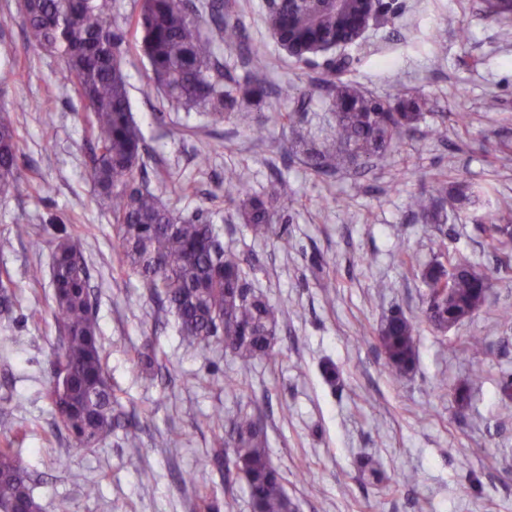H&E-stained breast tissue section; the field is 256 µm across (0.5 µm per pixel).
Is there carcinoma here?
<instances>
[{
    "label": "carcinoma",
    "instance_id": "1",
    "mask_svg": "<svg viewBox=\"0 0 512 512\" xmlns=\"http://www.w3.org/2000/svg\"><path fill=\"white\" fill-rule=\"evenodd\" d=\"M482 17L506 23L512 18V0H483ZM119 0H17L26 43L57 57L56 81L72 87L85 106L90 143L89 166L95 189L112 212L114 248L120 262L138 275L146 288L174 311L179 331L190 344L214 343L240 367L274 356L276 308L248 282L246 259L224 247L213 213L198 208L186 213L164 203L139 183L152 156L142 130L133 118L124 72L130 38L147 58L151 79L172 107L205 112L216 121L235 120L255 127L250 108L272 95L259 77L268 65L264 54L245 40L240 23L232 20L228 0H138V9L126 17L128 29L116 25ZM358 0H340L339 7L321 8L315 0H270L266 23L278 44L295 61L308 44L324 48L342 40L351 43L358 32L352 22ZM238 50L246 69L243 81L226 82L220 46ZM422 97L399 90L390 99L370 96L347 84H333L329 110L336 133L319 143L297 141L303 162L318 176H331L349 167H363L391 151L415 128L422 115ZM19 131L10 109L0 107V194L21 179L18 164ZM224 180L241 198L239 210L252 235L281 239L286 227L274 216L284 206V181L276 176L261 194L250 193L241 173L230 170ZM478 196L462 181L434 180L431 188L412 198V208L434 224H444V203L462 210ZM487 245L503 251L512 245V220L490 218ZM420 269L428 287L426 318L439 331L448 319L459 323L478 313L492 287L491 278L457 255L442 254ZM51 283L53 317L61 344L50 362V400L58 425L79 450L99 447L115 430L130 448L139 445V425L119 410L109 381L100 342L96 309L91 300L87 271L75 241H52ZM14 282L0 278V316L12 318ZM390 371L401 374L416 364L415 327L400 310L385 317L377 330ZM472 362L471 377L482 382L493 377L484 368L486 341L466 336L458 345ZM224 442L212 449L210 462L224 469L226 483L246 486L253 512H292L284 478L267 452V436L260 420L242 410L229 424L217 410L210 416ZM14 436L0 442V512H40L33 496L32 476L14 447Z\"/></svg>",
    "mask_w": 512,
    "mask_h": 512
}]
</instances>
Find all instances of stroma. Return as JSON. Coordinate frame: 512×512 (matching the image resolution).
I'll return each instance as SVG.
<instances>
[{"label": "stroma", "instance_id": "stroma-1", "mask_svg": "<svg viewBox=\"0 0 512 512\" xmlns=\"http://www.w3.org/2000/svg\"><path fill=\"white\" fill-rule=\"evenodd\" d=\"M230 2L248 41L271 61L262 77L277 94L254 109L262 133L172 109L135 52L128 92L153 150L150 188L172 204L178 183L196 185L187 208L213 211L225 246L252 264V288L279 309L275 357L243 369L219 346L183 343L174 314L120 270L112 220L86 167L81 102L56 84L59 61L26 46L16 0H0V106L14 111L23 174L0 197V271L9 272L18 297L12 319L0 318V438L28 428L21 448L41 512H54L61 497L72 512H204L205 495L219 512H252L245 486L225 495L222 472L206 462L219 436L210 415L220 410L230 419L243 406L265 427L295 512H512V397L494 380L512 373V324L497 318L512 307V275L498 273L499 257L481 231L487 212H512V148L497 150L499 142L512 145V21L482 19V0H392L386 20L358 42L297 65L265 22L266 0ZM341 54L351 60L341 82L383 99L399 88L416 91L428 104L414 134L385 157L321 177L292 150L283 116L294 96L308 94L304 133L331 134L325 79ZM231 167L256 193L282 175L284 240L252 236L224 184ZM439 174L480 186L483 207L425 223L411 199ZM44 182L52 191L37 197ZM15 224L31 225L47 242L64 232L77 238L112 386L137 417L140 447H126L117 432L95 451H78L55 427L46 397L47 361L60 344L52 287L25 277L29 266L49 267L50 251L15 238ZM443 250L495 280L480 312L439 335L424 317L427 287L402 260L409 255L423 266ZM323 277L335 287H319ZM394 308L417 326V366L401 376L388 369L376 335ZM470 335L486 339L491 380L472 382L469 362L455 350ZM149 337L162 357L155 379L137 365ZM328 363L336 368L332 384L323 376ZM171 431L182 435L178 446L164 443ZM365 456L379 462L384 484L360 478ZM144 469L153 470L152 483L141 482ZM411 470L418 484L397 487ZM90 482L98 487L91 497L84 493Z\"/></svg>", "mask_w": 512, "mask_h": 512}]
</instances>
